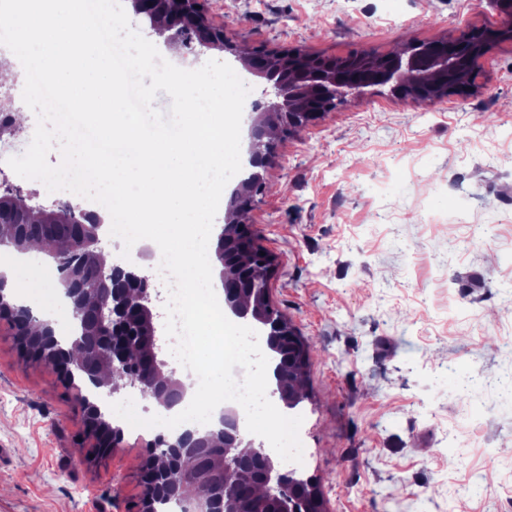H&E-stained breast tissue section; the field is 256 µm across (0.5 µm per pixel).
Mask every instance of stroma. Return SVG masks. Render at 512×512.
<instances>
[{"label":"stroma","mask_w":512,"mask_h":512,"mask_svg":"<svg viewBox=\"0 0 512 512\" xmlns=\"http://www.w3.org/2000/svg\"><path fill=\"white\" fill-rule=\"evenodd\" d=\"M234 43L345 57L467 27L490 0H206ZM481 93L433 105L365 94L278 140L249 214L270 296L312 343L298 410L327 512H512V42ZM44 273L37 317L65 306ZM77 387L0 320V512H138L156 428L101 452Z\"/></svg>","instance_id":"obj_1"}]
</instances>
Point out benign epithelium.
<instances>
[{
  "instance_id": "benign-epithelium-1",
  "label": "benign epithelium",
  "mask_w": 512,
  "mask_h": 512,
  "mask_svg": "<svg viewBox=\"0 0 512 512\" xmlns=\"http://www.w3.org/2000/svg\"><path fill=\"white\" fill-rule=\"evenodd\" d=\"M204 0H185L184 10L168 17V0H132L138 15L167 17L169 21L158 28L169 33V40L178 41L186 33H195L202 45L224 44V31L213 27L203 8ZM506 12L508 23L488 31L467 29L456 36L428 42H408L398 50L380 54L366 45L344 58L319 55H296L291 49L270 52L251 51L240 57L244 66L264 77L271 84L273 97L262 101L255 109L249 124L248 164L264 168L272 160L269 146L272 131L303 128L327 112H333L348 99L361 95L364 87H386L389 94L399 100L419 103L424 100H443L456 92H474L475 70L479 62L500 41L512 42V0H492ZM262 190L256 182H241L231 195L225 225L219 238L227 240L241 236L256 242L251 225L245 215L253 196ZM274 267V258L264 252L261 267L252 272V279L268 283ZM99 277L112 281L110 288H67L63 291L69 312L71 331L85 325L88 295L94 294L98 307V323L94 330L97 350L94 361L105 367L108 376L102 377L98 367H87L84 377L93 386L88 394H78L77 409L87 420L90 433L103 451L119 447L122 428L109 416L106 399L123 390L136 392L141 399L165 401V409L176 403L164 399L173 391L184 393L176 371H168L158 359L153 334L152 294L149 276L138 265H113L101 269ZM225 307L242 319H251L263 326L266 335H290L294 327L280 318L272 323L264 315L261 303H241L230 295L224 296ZM41 341L55 345L54 362L64 373H69L73 350L60 343L53 322H41ZM226 437L228 453L233 448L241 454L259 456L265 460L264 484L278 502V512H293L288 495L296 485L289 470L264 455L262 445L244 439L237 430L233 414L219 416L216 430L201 432L197 429L161 432L150 443L151 461L143 473L141 508L139 512H221L234 508V490L224 487L220 499L198 496L184 491L187 476L173 470L160 479L158 469L164 466L157 450L161 449L171 460L191 455L201 444Z\"/></svg>"
}]
</instances>
